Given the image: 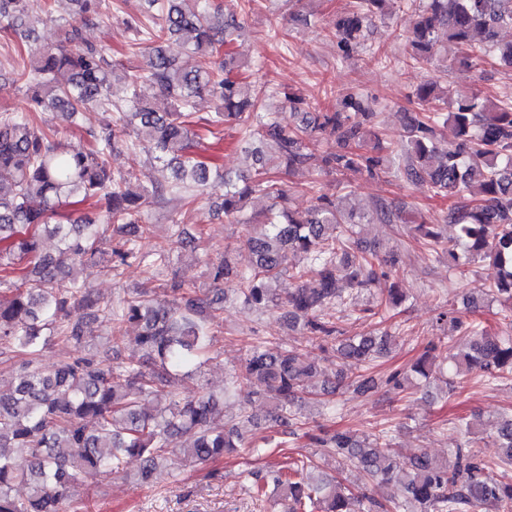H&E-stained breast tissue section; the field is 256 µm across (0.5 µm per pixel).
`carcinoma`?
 Masks as SVG:
<instances>
[{"mask_svg": "<svg viewBox=\"0 0 512 512\" xmlns=\"http://www.w3.org/2000/svg\"><path fill=\"white\" fill-rule=\"evenodd\" d=\"M75 14L112 16L110 0H71ZM149 0L160 5L161 22L148 27L140 17L125 20L138 43L148 44L145 68L130 71L112 60L105 49L88 41L84 22L71 19L62 26V38L53 46L31 45L30 0H0V25L14 39L27 44V56L17 80L29 89L28 112H0V286L12 288V297L0 302V355L22 356L16 384L0 391V512H68L75 501V485L87 475H110L124 457L141 461L139 478L148 483L167 455L178 450L194 466L219 461L237 448L253 447L238 426L227 430L213 424L219 399L200 391L182 398L176 387L200 373L211 352L213 326L224 311V295L231 291L250 308H288V326H302L320 347L331 346L336 359L365 366L389 351L391 336L351 335L340 324L339 313L352 306L339 284L356 290L379 289L376 307L386 311L405 296L397 288L399 269L383 265L360 241L358 214L347 197L317 190L314 203L304 211L287 207L292 191L288 182L267 175L270 166L292 173L303 168L327 172L367 173L375 177L394 171L406 182L425 185L436 196L469 199L456 204L443 221L451 224L452 238L442 224H417L413 230L434 249L457 262L479 260L496 274L491 294L508 306L499 324L512 330V102L496 103L479 92H457L436 79L414 89L418 111L405 117L399 139L383 145L372 130L364 95L340 97L334 112H304L303 100L284 94L300 120L285 126L268 112L256 111L265 86L239 74L232 47L240 37L241 15L253 0H237L227 12L210 0ZM393 0H357L352 10L336 17L332 30L346 53L364 45L367 25L389 14ZM399 7L415 9L408 36L409 59L415 65L431 62L440 34L455 45L460 63L478 69L494 56L512 69V40L501 38L512 28V0H403ZM171 43L208 57L210 67H177L169 53ZM128 95L124 104L112 102L117 74ZM158 87L160 102L140 97L138 87ZM208 93L219 105L208 118L192 120L194 99ZM97 108L116 111L99 131H85L87 145L71 147L58 131L42 127L37 117L65 112L72 124L81 114ZM363 117L350 121V113ZM246 123L244 151L253 161L254 174L235 178L211 168L197 152L201 135L195 126L221 140L223 126ZM449 125L453 139L440 148L436 127ZM318 129L335 137V149L318 155L307 140ZM132 132L135 139L126 138ZM141 147L150 159L171 170L172 181L151 184L135 192L131 176L111 171L112 154ZM220 186L218 208L224 217L237 218L254 194L268 205L252 222L260 233L246 244L255 256L248 271L232 266L229 257L213 265L216 288L198 294L171 282L163 294L100 301L71 277L68 270L109 262L124 265L138 260L155 275L170 263L169 250L141 251L147 234L143 210L166 192L185 193L189 204ZM70 196L102 204L106 223L114 225L116 239L110 250L101 247L99 224L52 222L60 201ZM402 221L401 210L385 200L373 204L370 222ZM336 235H326V229ZM58 239V255L41 249V237ZM297 283L283 291V277ZM100 313L112 322L114 342L121 341L126 323H137L135 342L142 361L114 366L95 353L48 370L39 365L49 342L62 336L76 344L84 337L83 319ZM435 320L457 333V352L448 356L455 372H480L487 380L512 376V336H500L481 320H462L454 309L439 311ZM316 367L292 350L256 341L243 367L231 373L227 387L244 383L263 386L271 420L286 421L288 435H297L299 394ZM93 428H88V424ZM455 428L464 443L439 460L426 452L400 463L389 431L377 434L328 432L311 436L324 454L359 469L381 488L401 474L403 499L381 500L355 495L341 483L312 475L313 467L283 466L270 480L249 486L253 497L267 496L273 486L285 512H512V483L494 477L493 466L472 450L471 434L477 420L459 417ZM501 455L496 466H512V416L497 427ZM28 465L21 468L16 457ZM19 485L27 489L15 495Z\"/></svg>", "mask_w": 512, "mask_h": 512, "instance_id": "carcinoma-1", "label": "carcinoma"}]
</instances>
